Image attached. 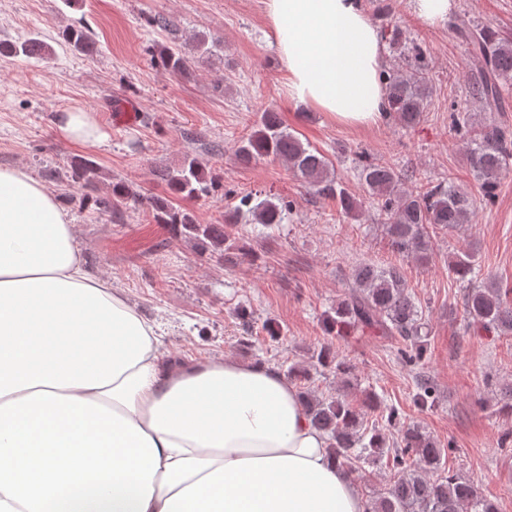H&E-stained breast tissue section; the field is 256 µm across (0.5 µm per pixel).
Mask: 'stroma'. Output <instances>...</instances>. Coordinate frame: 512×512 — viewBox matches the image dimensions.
<instances>
[{"instance_id":"35a3bbf8","label":"stroma","mask_w":512,"mask_h":512,"mask_svg":"<svg viewBox=\"0 0 512 512\" xmlns=\"http://www.w3.org/2000/svg\"><path fill=\"white\" fill-rule=\"evenodd\" d=\"M364 6L380 36L397 27L429 52L433 93L415 128L391 119L344 126L291 102L276 47L265 36L263 0H0V41L37 37L52 48L43 60L0 56V166H25L38 179H45V169L59 170L46 185L77 226L87 268L110 276L113 288L156 322L165 355L185 362L224 355L284 372L310 364L313 351L330 346L352 368L349 385L317 371L306 390L345 395L357 408L375 391L384 407L425 427L447 449V469L494 500L499 512H512V452L498 445L504 429H512V413L501 401L503 387L512 384V335L469 325L465 288L451 271L456 256L469 251L476 271L512 285V173L502 176L495 202L478 208L469 224L433 236L430 258L421 261L393 251L353 172L356 154L366 152L404 171L406 189L449 180L476 190L465 144L449 124L450 107L468 110L478 126L492 119L512 126V103L491 114L467 96L477 68L455 29L465 21L512 32V0H455L438 28L414 15L411 0H365ZM156 15L171 28L153 26ZM78 24L94 33L91 53L60 42V32ZM200 35L216 48L192 59L187 74L154 63L160 46ZM126 104L134 107V120L121 118ZM76 106L91 112L101 144L61 137L56 117ZM269 109L331 160L335 176L362 202L358 217L308 193L282 163L236 158L239 142ZM187 154L223 183L214 196L184 200L202 223H223L249 192L291 203L290 213L269 237L254 238V218L241 211L230 231L247 252L219 264L154 223L145 208L129 207L116 222L86 207L91 192L106 193L115 182L167 195L158 173L176 168ZM79 159L98 164L95 188L72 181L71 164ZM382 261L402 266L425 319L428 345L420 360L408 361L415 348L396 336L325 331L326 316L351 290L354 266ZM268 324L280 327V336H267ZM245 336L254 347L241 345ZM423 378L432 397L421 407L414 396Z\"/></svg>"}]
</instances>
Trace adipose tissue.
<instances>
[{"label": "adipose tissue", "instance_id": "1", "mask_svg": "<svg viewBox=\"0 0 512 512\" xmlns=\"http://www.w3.org/2000/svg\"><path fill=\"white\" fill-rule=\"evenodd\" d=\"M291 100L383 121L363 0H264ZM0 512H367L296 388L263 361L186 363L84 268L42 182L0 166Z\"/></svg>", "mask_w": 512, "mask_h": 512}]
</instances>
